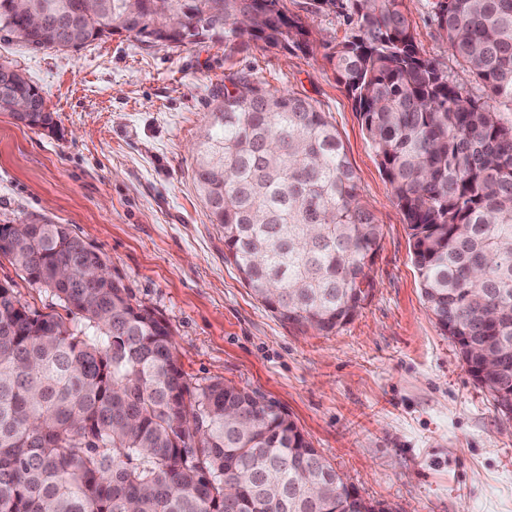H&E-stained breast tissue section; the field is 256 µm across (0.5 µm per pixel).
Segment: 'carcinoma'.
Instances as JSON below:
<instances>
[{
	"label": "carcinoma",
	"instance_id": "carcinoma-1",
	"mask_svg": "<svg viewBox=\"0 0 512 512\" xmlns=\"http://www.w3.org/2000/svg\"><path fill=\"white\" fill-rule=\"evenodd\" d=\"M77 25L30 28L44 0H0V30L70 50L126 33L224 50L253 41L313 50L281 0H105ZM340 7L354 33L326 54L347 88L409 230L428 310L467 369L503 357L481 387L512 416V0H436L448 50L484 85L464 94L420 53L404 0H310ZM224 90L197 144L194 178L224 233V260L282 323L329 334L371 287L381 224L325 113L243 76ZM39 90L19 72L0 111ZM25 125L59 133L50 112ZM0 255L67 310L32 312L0 284V512H375L276 402L230 383L190 388L171 332L62 224L0 225ZM68 279H58L60 270Z\"/></svg>",
	"mask_w": 512,
	"mask_h": 512
}]
</instances>
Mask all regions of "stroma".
<instances>
[{"mask_svg": "<svg viewBox=\"0 0 512 512\" xmlns=\"http://www.w3.org/2000/svg\"><path fill=\"white\" fill-rule=\"evenodd\" d=\"M434 3L405 0L422 55L485 98L440 37ZM282 5L310 24L315 53L258 41L229 54L206 40L169 48L125 34L34 50L0 30V63L40 89L61 129L55 137L0 112V224L67 225L167 323L190 386L224 380L278 402L364 498L389 512H512V418L426 308L393 189L326 60L351 29L341 13H308V0ZM244 73L325 112L383 226L369 297L327 335L282 324L251 295L197 191L195 143ZM5 282L31 310L64 314L0 256Z\"/></svg>", "mask_w": 512, "mask_h": 512, "instance_id": "stroma-1", "label": "stroma"}]
</instances>
